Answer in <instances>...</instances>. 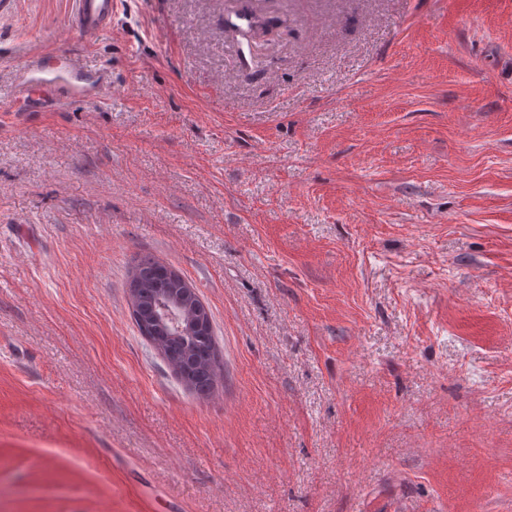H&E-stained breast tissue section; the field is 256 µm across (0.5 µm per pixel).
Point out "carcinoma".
Listing matches in <instances>:
<instances>
[{
	"instance_id": "1",
	"label": "carcinoma",
	"mask_w": 512,
	"mask_h": 512,
	"mask_svg": "<svg viewBox=\"0 0 512 512\" xmlns=\"http://www.w3.org/2000/svg\"><path fill=\"white\" fill-rule=\"evenodd\" d=\"M129 290L139 293L138 303L131 312L138 332L148 330L146 339L176 376L188 379V389L200 395L209 393L217 377L215 358L218 356L212 325L209 321L199 322L194 309L181 296L172 269L143 258L134 265ZM165 296L179 300L183 325L192 331V337L174 334L158 316L157 300Z\"/></svg>"
}]
</instances>
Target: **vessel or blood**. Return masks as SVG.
I'll list each match as a JSON object with an SVG mask.
<instances>
[{"instance_id":"1","label":"vessel or blood","mask_w":512,"mask_h":512,"mask_svg":"<svg viewBox=\"0 0 512 512\" xmlns=\"http://www.w3.org/2000/svg\"><path fill=\"white\" fill-rule=\"evenodd\" d=\"M117 0H71L66 33L94 34L112 21ZM106 77L89 71L75 54L49 52L37 56L22 67L21 99L35 92H53L71 99L100 94Z\"/></svg>"}]
</instances>
